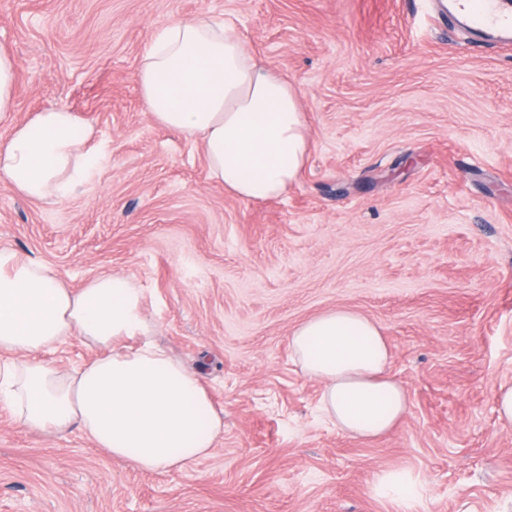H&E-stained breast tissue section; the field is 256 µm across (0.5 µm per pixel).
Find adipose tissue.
Instances as JSON below:
<instances>
[{
	"label": "adipose tissue",
	"mask_w": 512,
	"mask_h": 512,
	"mask_svg": "<svg viewBox=\"0 0 512 512\" xmlns=\"http://www.w3.org/2000/svg\"><path fill=\"white\" fill-rule=\"evenodd\" d=\"M151 120L200 142L211 177L244 200L277 198L306 165L311 133L296 88L250 52L231 18L200 14L157 31L135 74ZM77 112L49 106L0 144V180L52 204L104 162ZM102 356L70 371L42 361L70 337ZM289 344L303 374L322 384L323 417L367 442L404 416L408 396L387 374L390 349L377 323L345 308L295 327ZM0 405L25 428L78 429L96 447L149 472L185 469L213 447L224 421L195 372L154 340L143 295L123 274L75 291L52 268L0 249ZM421 477L375 473L368 493L416 512Z\"/></svg>",
	"instance_id": "adipose-tissue-1"
}]
</instances>
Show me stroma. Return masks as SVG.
I'll return each mask as SVG.
<instances>
[{
  "mask_svg": "<svg viewBox=\"0 0 512 512\" xmlns=\"http://www.w3.org/2000/svg\"><path fill=\"white\" fill-rule=\"evenodd\" d=\"M203 12L299 92L311 151L281 197L225 191L146 112L152 33ZM0 48L17 64L0 139L52 103L108 153L55 204L0 181V247L74 289L131 277L224 419L193 467L151 473L1 408L0 512H393L368 493L389 467L420 474L418 512H512V42L475 43L440 0H0ZM336 308L381 327L409 397L367 442L322 418L288 341Z\"/></svg>",
  "mask_w": 512,
  "mask_h": 512,
  "instance_id": "obj_1",
  "label": "stroma"
}]
</instances>
